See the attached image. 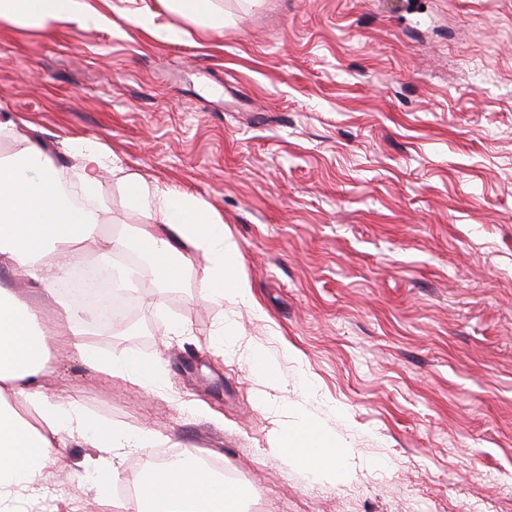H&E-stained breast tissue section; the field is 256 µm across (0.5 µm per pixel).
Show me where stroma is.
I'll return each mask as SVG.
<instances>
[{"mask_svg":"<svg viewBox=\"0 0 512 512\" xmlns=\"http://www.w3.org/2000/svg\"><path fill=\"white\" fill-rule=\"evenodd\" d=\"M219 4L220 31L161 0H112L96 29L0 23V113L60 171L85 139L203 198L255 300L213 303L201 266L161 285L139 261L129 324L85 340L156 361L166 384L103 377L54 341L47 392L221 460L261 512H512V0ZM92 209L107 234L147 222L108 174ZM225 323L241 345L217 346ZM303 418L342 438V475L270 454ZM65 453L27 512H102L103 451Z\"/></svg>","mask_w":512,"mask_h":512,"instance_id":"1","label":"stroma"}]
</instances>
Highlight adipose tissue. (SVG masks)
Instances as JSON below:
<instances>
[{"instance_id":"ef3b65f1","label":"adipose tissue","mask_w":512,"mask_h":512,"mask_svg":"<svg viewBox=\"0 0 512 512\" xmlns=\"http://www.w3.org/2000/svg\"><path fill=\"white\" fill-rule=\"evenodd\" d=\"M168 12L200 26L223 30L226 21L217 0H161ZM106 15L91 0H0V22L51 30L75 23L97 28ZM0 134L17 146L13 158L0 159V268L32 279L57 306L54 324H46L38 308L0 288V512H20L24 494L48 464L66 466V438L76 436L91 447L112 452L121 448H153L155 432H128L85 411L76 401L53 400L43 384L51 339L66 341L92 369L119 376L143 389L165 383L154 362L115 358L89 346V316L60 299L58 284L79 261V244L104 239L108 255L143 256L155 280L176 282L183 271L204 258L200 290L218 303L252 304L247 279L240 270L241 252L220 215L202 198L180 189L146 182L111 161L109 153L90 141L76 144L73 168L83 192H101V173L110 170L127 204L149 219L135 233L104 236L97 213L75 208L61 191L60 174L45 152L22 132L9 115L0 114ZM275 455L295 459L312 476L335 474L343 456L335 432L308 420L283 423ZM97 499L122 512H242L233 483L217 478L205 466L177 460L141 474L134 497L115 502L118 481L109 470L91 476Z\"/></svg>"}]
</instances>
